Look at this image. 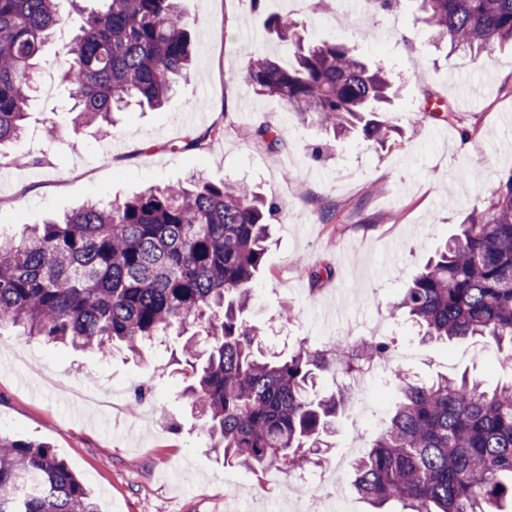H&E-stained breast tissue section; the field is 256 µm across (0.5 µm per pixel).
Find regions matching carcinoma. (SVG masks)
<instances>
[{
	"instance_id": "carcinoma-1",
	"label": "carcinoma",
	"mask_w": 512,
	"mask_h": 512,
	"mask_svg": "<svg viewBox=\"0 0 512 512\" xmlns=\"http://www.w3.org/2000/svg\"><path fill=\"white\" fill-rule=\"evenodd\" d=\"M79 13L64 46L62 80L73 129L133 106L162 105L188 82L192 45L177 0H96ZM418 20L450 50L480 54L512 42V0H415ZM61 18L57 0H0V144L18 141L33 98V68ZM270 32L295 46L284 66L255 53L243 79L277 96L300 117L313 115L334 138L381 141L391 69L350 56L340 41L306 46L295 25L268 18ZM268 149L267 127L247 130ZM276 206L244 184L193 176L108 205L91 204L0 234V327L21 335L132 353L173 328L205 333L208 350L182 348L195 374L192 409L224 463L287 474L320 466L331 447L343 393L314 394L333 370L352 375L386 368L399 398L370 450L352 467V486L381 509L402 512H503L512 502V383L489 391L463 374L409 382L386 362L389 345L364 340L354 353L299 342L278 356L260 347L247 319L253 285L270 243ZM401 310L436 341L480 337L512 347V175L473 210L430 257L389 311ZM0 512H98L68 464L46 444L0 436Z\"/></svg>"
}]
</instances>
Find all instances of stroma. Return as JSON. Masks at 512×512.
I'll use <instances>...</instances> for the list:
<instances>
[{"label": "stroma", "instance_id": "obj_1", "mask_svg": "<svg viewBox=\"0 0 512 512\" xmlns=\"http://www.w3.org/2000/svg\"><path fill=\"white\" fill-rule=\"evenodd\" d=\"M342 2L312 10L299 0H263L257 13L249 0H181L195 49L188 83L161 108L125 113L110 132L95 123L76 131L63 126L61 144L45 155L40 132L61 119L66 95L37 99L26 137L0 146V231L14 233L86 201L107 203L192 172L243 180L283 207L249 312L276 337L273 351L299 340L318 348L336 336H365L378 324L395 346H416L410 375L466 372L489 388L511 381L506 350L481 338L421 340L388 307L456 225L512 174V49L474 56L437 46L415 23L412 0L390 12L370 10L342 33ZM58 7L62 27L44 47L41 80L56 72L60 45L78 19L75 0H58ZM271 14L288 18L307 42L340 37L358 59L392 67L397 93L383 118L395 132L385 145L358 138L327 143L313 121L244 82L254 44L283 62L291 56L287 42L266 31ZM373 29L387 30V38H369ZM439 103L453 110L452 121L422 117ZM213 125L223 132L205 149L177 151V143ZM263 125L277 129L280 150L242 138L243 128ZM475 141L483 148L476 164ZM319 267L332 275L312 282L309 273ZM285 308L292 312L286 323L279 319ZM180 342L172 335L158 351L117 349L103 357L0 330V434L49 444L99 512H291L300 490L288 478L255 497L251 489L262 475L225 464L212 451L183 396L188 380L171 364ZM48 370L66 383L121 391L118 408L106 417L76 410L43 383ZM367 393V416H337L326 467L340 464L352 438L369 447L389 415L395 388L386 371L373 376Z\"/></svg>", "mask_w": 512, "mask_h": 512}]
</instances>
